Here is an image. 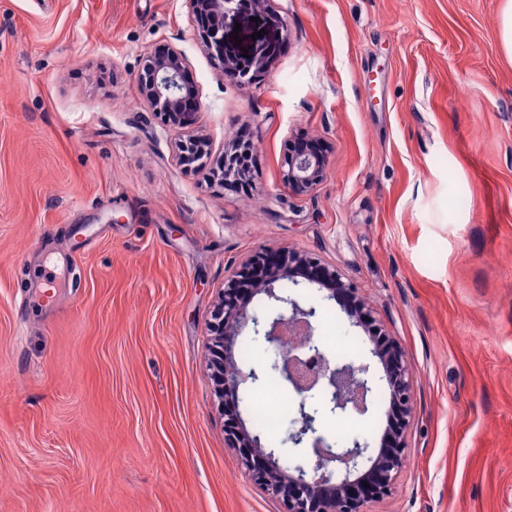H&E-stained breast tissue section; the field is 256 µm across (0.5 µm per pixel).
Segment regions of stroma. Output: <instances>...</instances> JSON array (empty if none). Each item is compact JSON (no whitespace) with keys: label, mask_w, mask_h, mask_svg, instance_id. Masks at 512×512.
<instances>
[{"label":"stroma","mask_w":512,"mask_h":512,"mask_svg":"<svg viewBox=\"0 0 512 512\" xmlns=\"http://www.w3.org/2000/svg\"><path fill=\"white\" fill-rule=\"evenodd\" d=\"M503 0H270L225 34L274 47L245 84L203 49L186 0H0V512H286L229 447L206 322L231 268L296 249L354 283L405 351L412 425L368 512H512V63ZM174 48L213 158L248 131L245 191L177 161L139 91ZM330 153L307 192L288 145ZM65 278L51 303L42 287ZM331 363L365 365L368 413L318 417L379 446L389 389L367 334L318 285ZM290 403L266 448L287 440ZM499 43L502 52L512 62V1L505 0L499 19Z\"/></svg>","instance_id":"35a3bbf8"}]
</instances>
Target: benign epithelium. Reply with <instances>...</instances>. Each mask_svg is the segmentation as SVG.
Masks as SVG:
<instances>
[{
	"label": "benign epithelium",
	"instance_id": "obj_1",
	"mask_svg": "<svg viewBox=\"0 0 512 512\" xmlns=\"http://www.w3.org/2000/svg\"><path fill=\"white\" fill-rule=\"evenodd\" d=\"M192 13L209 19L202 44L217 61L225 77L243 81L248 72L234 63L233 54L224 43L227 19L240 10L239 0H187ZM185 60L181 53L170 50L161 56L150 55L142 65L139 88L154 106L164 124L174 131H183L195 124L199 107L198 91L184 82ZM181 150H196L202 161L209 156L210 142L204 137L191 138L180 144ZM329 163L328 153L290 150L285 156L283 179L295 191L316 186ZM243 270L224 282L219 302L209 320L210 367L214 390L219 400L220 415H226L224 396L239 399V388L260 380L255 369L242 370L235 356L239 336L247 329L254 340L273 349V372L292 387L299 397V427L288 434V440L301 444L311 439L315 457L312 467L284 466L261 438L250 432L242 419L238 404H233L232 428H224L233 448L240 449V463L247 475L264 492L282 500L286 512H366L365 505L390 493L403 463L406 436L411 425V394L413 373L401 346L377 323L373 308L359 295L358 289L335 268L321 264L298 251L288 250V270L284 277L293 284L299 279L317 283L327 291L326 299L344 298L350 303L347 316L352 325L363 329L373 345L387 381L391 421L385 430L376 454L369 453L370 444L357 439L349 448H335L317 434L319 409L306 410L307 401L321 394L332 413L365 414L373 392L367 378L369 367L352 362L331 364L315 336L313 319L316 309L303 308L296 301L276 293L274 282L260 283L254 294L290 305L291 311H279L271 318L260 317L250 302L237 300L234 288ZM369 492L360 493L363 483Z\"/></svg>",
	"mask_w": 512,
	"mask_h": 512
}]
</instances>
